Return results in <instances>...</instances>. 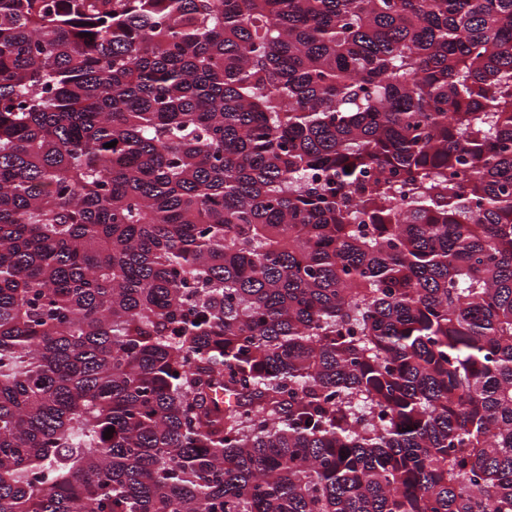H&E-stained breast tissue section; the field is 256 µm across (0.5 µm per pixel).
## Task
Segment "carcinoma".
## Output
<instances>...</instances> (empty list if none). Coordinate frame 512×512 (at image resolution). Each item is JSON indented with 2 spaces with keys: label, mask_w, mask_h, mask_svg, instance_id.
I'll list each match as a JSON object with an SVG mask.
<instances>
[{
  "label": "carcinoma",
  "mask_w": 512,
  "mask_h": 512,
  "mask_svg": "<svg viewBox=\"0 0 512 512\" xmlns=\"http://www.w3.org/2000/svg\"><path fill=\"white\" fill-rule=\"evenodd\" d=\"M0 512H512V0H0Z\"/></svg>",
  "instance_id": "cac0c4a2"
}]
</instances>
